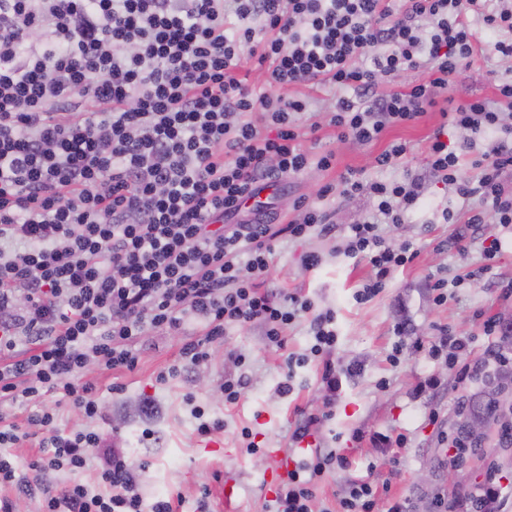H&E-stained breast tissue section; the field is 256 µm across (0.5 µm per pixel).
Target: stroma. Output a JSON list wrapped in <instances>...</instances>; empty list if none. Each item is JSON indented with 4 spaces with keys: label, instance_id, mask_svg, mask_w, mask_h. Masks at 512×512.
I'll return each instance as SVG.
<instances>
[{
    "label": "stroma",
    "instance_id": "stroma-1",
    "mask_svg": "<svg viewBox=\"0 0 512 512\" xmlns=\"http://www.w3.org/2000/svg\"><path fill=\"white\" fill-rule=\"evenodd\" d=\"M505 80H512V61L489 53L450 80L448 94L458 102L490 99L496 84ZM298 92L310 99L307 112L300 117L301 126L320 125L315 134L303 138L304 149L314 155L334 151L336 166L328 171L312 167L298 177L282 180L270 200L282 219L293 216V203L299 196L314 197L323 184L337 180L349 169L361 171L369 180L400 181L410 174L421 180L417 205L406 223L385 227L392 244L412 243L417 255L407 267L395 271L383 292L368 302L360 304L354 299L367 274L366 266L336 254L335 247L349 225L371 214L370 199L338 196L322 201L336 226L335 238L313 235L299 242L281 239L274 244L268 288L299 291L313 299L317 309L334 310L338 332L335 357L358 368L354 377L343 382L334 418L317 430L319 441L350 460L348 467L325 476L318 502L337 506L338 494L351 480L362 478L379 487L389 486L392 495L406 498L410 512H436L438 497L470 491L483 482L491 463L504 483H512V445L502 443L495 426L488 428L482 452L470 462L469 479L462 484L454 479L451 440L463 420L459 403L478 396L485 379L460 383L454 371L424 349L406 352L396 365L389 360L402 336L431 339L444 327L472 337L471 358L480 360L487 348L501 345L500 337L484 334L483 320L501 319L512 310V298L500 297L496 288L497 282L512 281V247H503L490 274L471 279V271L483 263L482 243L474 241L467 253H458L452 239L459 227L442 219L446 208L463 213L478 207L479 202L462 203L451 186L438 183L426 169L429 139L441 122L439 113H427L414 125L389 129L380 141L362 145L337 140L329 127L326 109L334 100V90L302 86ZM394 141L407 144L406 158L394 166L376 168L374 157ZM308 251L321 254L320 265L312 269L302 265L301 257ZM440 277L458 279L459 284L449 287L447 302L439 306L433 301L431 287ZM401 326L406 329L402 336L397 333ZM262 336L257 325L229 328L223 344L212 346L208 366L197 369L189 379L160 385L155 378L178 363L184 336L149 329L136 339L139 364L135 370L108 371L95 365L86 370L85 378L95 385L99 401L95 419L78 416L58 393L46 394L38 405H0V415L23 428L43 404L55 408L60 431L89 425L104 434L116 433L133 459L147 464L141 474L147 499L179 495L190 502L206 485L214 512H267L286 474L285 450L299 413L321 409L323 397L319 378L309 367L297 369L295 393L284 397L277 391L287 353L304 351L310 343L307 321L287 329L285 349L267 346ZM231 350L248 355L250 367L243 398L228 407L219 386ZM115 384L123 385L122 394L111 393ZM188 392L207 413L224 419L223 432L197 435L190 408L183 401ZM146 395L159 407L158 416L151 420L142 418L135 407ZM244 426L261 447V454L246 452L238 435ZM147 428L154 431L155 441L142 439ZM356 431L365 433L364 441L353 440ZM376 432L404 434L405 445L395 453H385L369 441L370 434Z\"/></svg>",
    "mask_w": 512,
    "mask_h": 512
}]
</instances>
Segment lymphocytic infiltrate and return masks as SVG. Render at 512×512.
Wrapping results in <instances>:
<instances>
[{
	"mask_svg": "<svg viewBox=\"0 0 512 512\" xmlns=\"http://www.w3.org/2000/svg\"><path fill=\"white\" fill-rule=\"evenodd\" d=\"M497 33L493 52L512 59V0H0V402L25 404L62 393L84 418L99 413L89 365L134 370L133 342L145 328L186 331L178 364L160 372L165 385L208 365L210 346L228 328L254 323L266 345L284 348L285 332L307 320L312 342L285 359L281 395L294 392L297 368L316 366L323 407L301 413L290 449L303 457L275 491L272 512H314L319 481L345 468L346 456L315 439L334 415L343 377L335 362L336 316L316 312L311 298L267 288L269 257L281 236L330 237L336 227L319 202L365 196L370 219L350 225L340 247L368 275L357 302L381 293L389 276L415 257L394 247L381 227L405 223L418 201V179L363 180L354 170L325 183L316 199L299 198L295 215L250 220L245 199L261 185L315 167L336 154L302 147L300 85L330 86L338 97L329 125L338 139L367 145L409 126L472 67L483 45L479 29ZM257 56L264 85L238 75L243 51ZM413 72L406 89L380 79ZM440 110L426 166L469 209L458 251L483 236L487 220L501 229L483 250L485 275L512 234V82L495 100L471 99ZM466 131L455 147L446 127ZM494 133L484 151L475 139ZM471 157L478 179L462 175ZM472 340L441 330L432 355L461 367L512 369V352L489 349L479 366H459ZM41 455L21 474L7 450L25 434L0 424V486L38 498L37 512H175L173 502H147L146 465L111 437L90 428L60 433L55 409L34 414ZM101 462L82 480L91 458ZM65 471L61 490L45 488ZM512 491L487 473L463 499L441 498L439 512H505Z\"/></svg>",
	"mask_w": 512,
	"mask_h": 512,
	"instance_id": "f902f5d3",
	"label": "lymphocytic infiltrate"
}]
</instances>
